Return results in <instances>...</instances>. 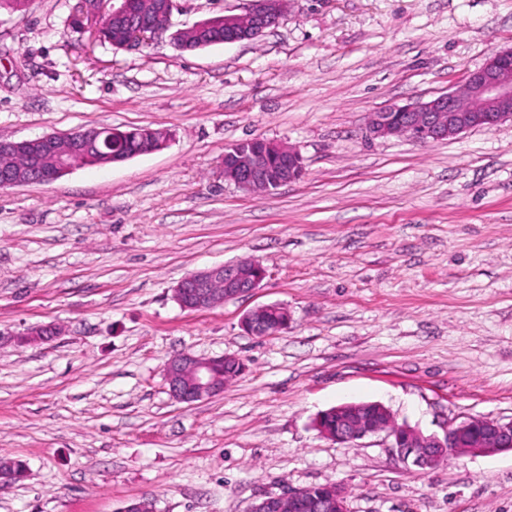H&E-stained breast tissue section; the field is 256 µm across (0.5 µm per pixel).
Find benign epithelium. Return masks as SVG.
I'll return each mask as SVG.
<instances>
[{"instance_id": "obj_1", "label": "benign epithelium", "mask_w": 512, "mask_h": 512, "mask_svg": "<svg viewBox=\"0 0 512 512\" xmlns=\"http://www.w3.org/2000/svg\"><path fill=\"white\" fill-rule=\"evenodd\" d=\"M280 0H250L243 14L221 15L197 24L207 31L224 28L222 44L252 41L265 30L279 24ZM138 14L135 0H78L77 22L81 28L92 27L99 33L108 19L120 24L112 30V43L124 49H136L162 40L168 23L143 26L134 21ZM512 121V48L493 53L465 81L429 101L393 106L371 115L369 128L376 137L406 136L414 141H439L475 128H491ZM94 154L105 163H118L113 156L112 137L107 126H95L67 134H47L34 139L0 141V188L29 183H50L73 169L71 160ZM24 155L30 174L20 176L10 167L11 159ZM301 153L295 146L277 143V152L248 149L224 154V180L248 192H268L298 180L303 173ZM266 277L265 268L256 261L232 262L192 273L174 288V297L185 310L211 309L227 300L254 292ZM277 309L281 319L272 331L266 330L263 314ZM291 315L280 303L258 306L244 315L246 333L272 336L288 327ZM218 357H202L182 352L164 366V378L173 400L192 404L224 392V382L217 374ZM360 405L336 408V427L320 435L336 443L353 442L384 432L392 438L391 447L398 457L420 469H433L451 455L496 454L512 452V421L468 418L445 426L443 434H424L393 419L377 425L360 420ZM308 504L300 490L267 495L253 502L248 512H305ZM324 512H349L348 491L333 484L323 501Z\"/></svg>"}]
</instances>
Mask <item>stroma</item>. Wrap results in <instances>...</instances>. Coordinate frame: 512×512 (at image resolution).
<instances>
[{
    "label": "stroma",
    "instance_id": "obj_1",
    "mask_svg": "<svg viewBox=\"0 0 512 512\" xmlns=\"http://www.w3.org/2000/svg\"><path fill=\"white\" fill-rule=\"evenodd\" d=\"M76 0L0 11V140L108 125L162 149L0 189V512H247L338 483L351 512H512V452L405 465L379 433L323 438L357 402L441 432L512 420V122L443 141L370 137L371 113L427 101L512 47V0H285L278 26L194 51L114 50ZM173 29L248 0H177ZM296 146L272 194L225 183L224 150ZM252 259L253 293L189 312L190 273ZM281 303L291 322L241 325ZM52 324L53 338L26 344ZM235 356L222 394L175 402L166 361ZM271 309L279 310V313L282 315V317L276 324L274 331H266V324L263 320V314L265 312H269ZM290 322L291 315L288 311V308L280 303H271L258 306L245 314L242 320V325L246 333L250 335L257 336L261 331H264V334H262L263 336L260 337H267L276 335L283 329H286ZM308 504L302 499L299 489L271 494L253 502L248 512H305Z\"/></svg>",
    "mask_w": 512,
    "mask_h": 512
}]
</instances>
